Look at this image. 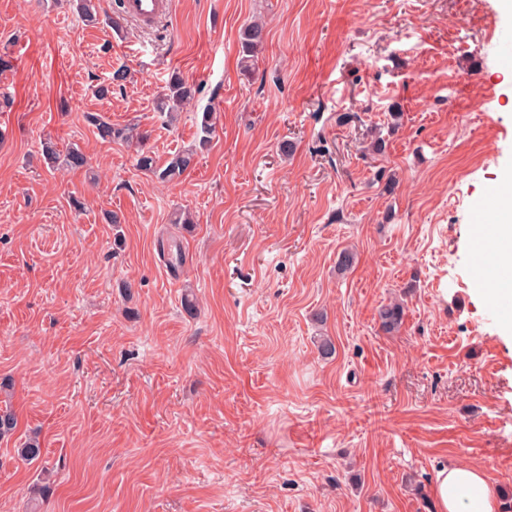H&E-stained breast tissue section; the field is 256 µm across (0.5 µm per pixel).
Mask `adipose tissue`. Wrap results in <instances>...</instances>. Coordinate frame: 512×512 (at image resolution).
Masks as SVG:
<instances>
[{"instance_id": "ef3b65f1", "label": "adipose tissue", "mask_w": 512, "mask_h": 512, "mask_svg": "<svg viewBox=\"0 0 512 512\" xmlns=\"http://www.w3.org/2000/svg\"><path fill=\"white\" fill-rule=\"evenodd\" d=\"M490 201L502 214L495 229L475 225L473 238L478 249L490 250L497 271V284L488 289L494 298L512 288V179L499 184ZM435 512H497L498 502L484 473L468 465L440 468L433 482Z\"/></svg>"}]
</instances>
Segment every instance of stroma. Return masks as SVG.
<instances>
[{
	"mask_svg": "<svg viewBox=\"0 0 512 512\" xmlns=\"http://www.w3.org/2000/svg\"><path fill=\"white\" fill-rule=\"evenodd\" d=\"M95 3L89 26L65 0H0V403L17 417L0 512L43 487L41 512H434L447 464L481 468L512 512V305L477 283L471 234L512 174V56L490 41L512 14L172 0L158 28L115 29L116 0ZM121 66L125 86L96 97ZM174 72L219 88V120L162 184L92 118L138 123L166 161L201 118L155 112ZM47 138L94 177L47 169ZM264 45V27L258 22L247 25L241 34L242 63L258 57Z\"/></svg>",
	"mask_w": 512,
	"mask_h": 512,
	"instance_id": "1",
	"label": "stroma"
}]
</instances>
